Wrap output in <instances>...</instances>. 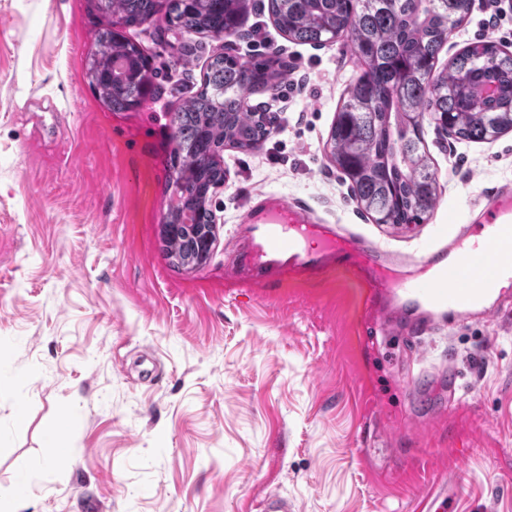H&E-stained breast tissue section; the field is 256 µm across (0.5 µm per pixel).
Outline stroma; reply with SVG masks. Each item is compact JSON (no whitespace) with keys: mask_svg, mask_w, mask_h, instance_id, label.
I'll use <instances>...</instances> for the list:
<instances>
[{"mask_svg":"<svg viewBox=\"0 0 512 512\" xmlns=\"http://www.w3.org/2000/svg\"><path fill=\"white\" fill-rule=\"evenodd\" d=\"M493 14L512 52V0H473L439 64ZM104 22L92 0H0V512H261L269 493L293 512H422L440 490L455 512H512V298L426 333L413 310L386 334L365 280L311 267L334 224L391 282L426 281L512 186V131L468 142L425 117L436 205L377 224L326 149L360 71L349 38L290 41L258 6L223 40L121 26L154 79L115 112L86 76ZM224 51L286 69L247 99L273 128L225 148L217 242L192 269L162 236L170 114ZM258 192L309 210L301 258L266 253L246 221Z\"/></svg>","mask_w":512,"mask_h":512,"instance_id":"obj_1","label":"stroma"}]
</instances>
